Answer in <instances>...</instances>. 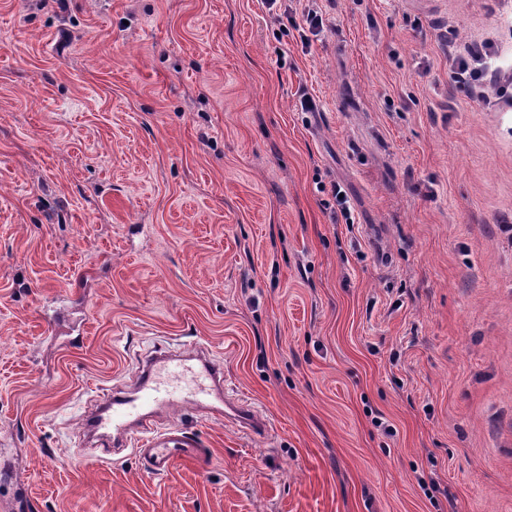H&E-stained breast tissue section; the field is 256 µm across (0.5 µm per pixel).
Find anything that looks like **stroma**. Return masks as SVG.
<instances>
[{"label": "stroma", "instance_id": "obj_1", "mask_svg": "<svg viewBox=\"0 0 512 512\" xmlns=\"http://www.w3.org/2000/svg\"><path fill=\"white\" fill-rule=\"evenodd\" d=\"M306 5L0 0V501L512 512V106L449 78L512 66V0ZM197 346L266 434L157 412L208 454L160 474L85 443ZM490 51L486 46L474 45L469 55L479 65L473 67L468 61L460 60L451 70V78L458 89L474 91L480 89L478 97L484 99L486 92L501 94L505 85H512V74L491 63Z\"/></svg>", "mask_w": 512, "mask_h": 512}]
</instances>
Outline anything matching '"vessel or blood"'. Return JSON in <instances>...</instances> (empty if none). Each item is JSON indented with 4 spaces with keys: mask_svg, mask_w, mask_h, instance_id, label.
Returning a JSON list of instances; mask_svg holds the SVG:
<instances>
[{
    "mask_svg": "<svg viewBox=\"0 0 512 512\" xmlns=\"http://www.w3.org/2000/svg\"><path fill=\"white\" fill-rule=\"evenodd\" d=\"M198 370L187 368L181 358L164 356L142 365L135 389L114 398L94 418L84 420L83 426L91 432L112 434L113 438L128 443L138 433L149 430L148 419L159 409L169 410L181 404L201 409L223 404L228 421L255 434L267 431L264 420L242 405L224 399V366L200 356ZM181 457L177 447H154L149 451L150 467L155 471L170 469Z\"/></svg>",
    "mask_w": 512,
    "mask_h": 512,
    "instance_id": "obj_1",
    "label": "vessel or blood"
}]
</instances>
